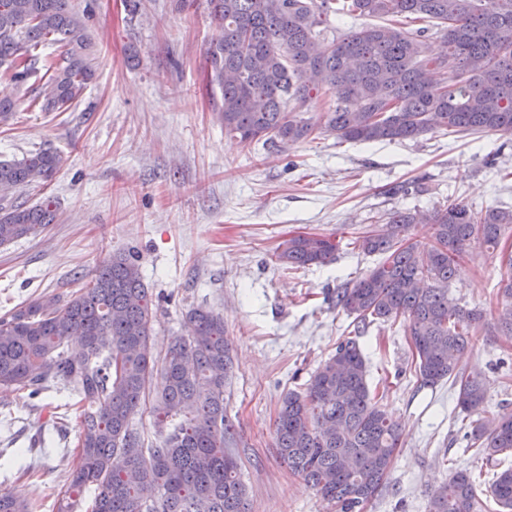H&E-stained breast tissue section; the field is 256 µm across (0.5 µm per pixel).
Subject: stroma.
Segmentation results:
<instances>
[{
  "mask_svg": "<svg viewBox=\"0 0 512 512\" xmlns=\"http://www.w3.org/2000/svg\"><path fill=\"white\" fill-rule=\"evenodd\" d=\"M90 41L94 77L64 112L29 109L0 69V96L17 98L0 126V160L49 149L62 166L19 202L51 203L40 234L0 247V315L40 296L78 290L115 252L139 257L155 297L151 343L163 355L189 335L185 314L219 311L233 356L225 401L236 428L230 453L251 512H336L274 448L281 395L304 384L335 351L350 322L336 290L378 258L353 250L352 236L394 208L429 210L456 200L481 210L512 206V135L438 130L415 141L359 144L316 134L288 149L250 150L226 136L222 96L208 82L204 52L218 35L207 0H70ZM416 180L424 193L392 195ZM296 233L334 235L336 258L291 273L275 264ZM512 238L466 256L449 287L456 302L494 316ZM369 383L388 378L385 410L402 428L388 489L366 512H426L429 493L451 471L480 477L479 504L512 452L466 453L469 416L457 390L420 386L402 327H371L359 339ZM482 371L486 414L512 412V332L478 329L463 359ZM80 417L63 382L35 397L0 389V489L22 494L30 512H56L76 463Z\"/></svg>",
  "mask_w": 512,
  "mask_h": 512,
  "instance_id": "obj_1",
  "label": "stroma"
}]
</instances>
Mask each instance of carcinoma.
I'll return each instance as SVG.
<instances>
[{"label":"carcinoma","mask_w":512,"mask_h":512,"mask_svg":"<svg viewBox=\"0 0 512 512\" xmlns=\"http://www.w3.org/2000/svg\"><path fill=\"white\" fill-rule=\"evenodd\" d=\"M220 32L206 50L210 82L223 96L224 132L246 146L285 148L320 131L345 142H404L437 129L512 135V0L492 12L482 0H209ZM388 18L336 34L330 17ZM436 22L447 52L427 54ZM81 21L69 0H0V66L20 87L37 72V50L64 47V64L47 68L35 100L62 112L94 77ZM330 90L332 108L314 122L300 111ZM61 157L50 150L0 161V247L36 236L53 221L49 204L27 206L13 193L48 183ZM433 225L431 242L408 237L410 225ZM512 235V208L473 210L448 201L427 212L395 209L359 233L355 248L382 259L336 291L353 318V336L302 390L283 394L274 440L281 459L339 512H361L386 487L402 434L368 382L357 337L373 323L403 319L421 384L459 386L458 406L475 415L471 445L486 459L512 451V412L483 416V374L462 359L483 312L448 294L457 265L473 248H495ZM330 235L297 233L278 245L276 265L294 271L336 259ZM496 323L512 329V255L499 282ZM152 294L138 259L116 253L68 299L40 297L0 317V387L39 393L50 380L72 387L81 408V449L58 512H78L79 493L96 486L91 512H250L224 451L233 423L224 389L233 368L224 316L192 308L188 340L162 358L150 341ZM81 337L79 348L69 338ZM149 411L159 442L145 446L134 427ZM490 495L512 512V467L496 474ZM471 472L458 469L433 490L427 512H476ZM0 512H28L24 498L0 490Z\"/></svg>","instance_id":"obj_1"}]
</instances>
